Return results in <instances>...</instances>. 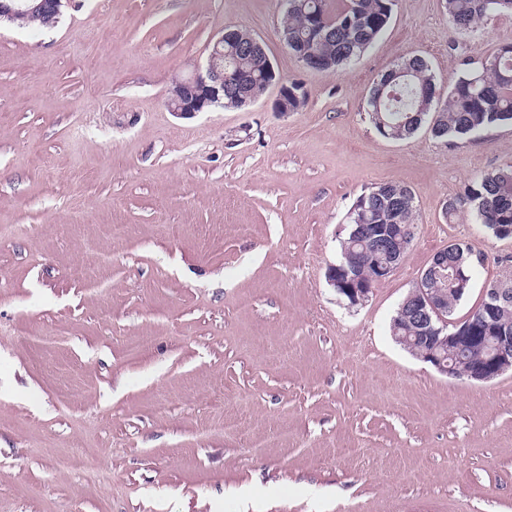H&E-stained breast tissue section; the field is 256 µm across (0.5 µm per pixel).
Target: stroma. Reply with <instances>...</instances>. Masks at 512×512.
Here are the masks:
<instances>
[{
	"mask_svg": "<svg viewBox=\"0 0 512 512\" xmlns=\"http://www.w3.org/2000/svg\"><path fill=\"white\" fill-rule=\"evenodd\" d=\"M282 13L63 0L55 26L0 24V512H512V371L445 376L390 331L450 242L486 256L458 320L512 260V238L442 212L512 165V124L395 141L367 112L407 54L448 92L466 60L512 43V15L465 33L445 0H396L334 74L288 49ZM228 25L301 84L303 108L275 111L274 85L245 108L173 115L174 80ZM388 182L414 193L415 238L351 309L326 269L356 197ZM43 331L53 346L27 344ZM280 427L281 444L251 448ZM66 448L98 454L60 472Z\"/></svg>",
	"mask_w": 512,
	"mask_h": 512,
	"instance_id": "stroma-1",
	"label": "stroma"
}]
</instances>
